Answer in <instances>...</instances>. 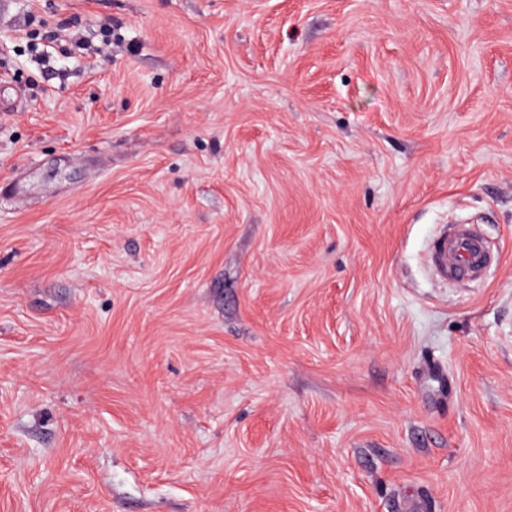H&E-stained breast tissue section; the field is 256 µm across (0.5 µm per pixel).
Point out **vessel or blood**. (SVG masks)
Masks as SVG:
<instances>
[{
	"instance_id": "b4317fda",
	"label": "vessel or blood",
	"mask_w": 512,
	"mask_h": 512,
	"mask_svg": "<svg viewBox=\"0 0 512 512\" xmlns=\"http://www.w3.org/2000/svg\"><path fill=\"white\" fill-rule=\"evenodd\" d=\"M429 261L439 278L456 281L481 277L498 258L488 251L474 225L456 224L435 237Z\"/></svg>"
}]
</instances>
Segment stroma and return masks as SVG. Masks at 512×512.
<instances>
[{
  "instance_id": "35a3bbf8",
  "label": "stroma",
  "mask_w": 512,
  "mask_h": 512,
  "mask_svg": "<svg viewBox=\"0 0 512 512\" xmlns=\"http://www.w3.org/2000/svg\"><path fill=\"white\" fill-rule=\"evenodd\" d=\"M1 84L0 512H512V0H0ZM429 261L439 278L456 281L481 277L499 257L488 251L474 225L455 224L435 237Z\"/></svg>"
}]
</instances>
